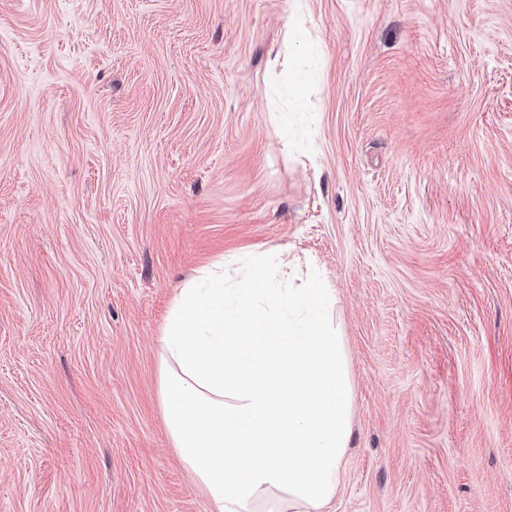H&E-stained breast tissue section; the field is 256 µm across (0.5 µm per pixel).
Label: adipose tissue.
<instances>
[{
	"label": "adipose tissue",
	"instance_id": "adipose-tissue-1",
	"mask_svg": "<svg viewBox=\"0 0 512 512\" xmlns=\"http://www.w3.org/2000/svg\"><path fill=\"white\" fill-rule=\"evenodd\" d=\"M318 277L280 288L265 260L218 261L181 289L161 336L173 445L212 512H327L350 440L351 386Z\"/></svg>",
	"mask_w": 512,
	"mask_h": 512
}]
</instances>
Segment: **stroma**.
<instances>
[{
    "label": "stroma",
    "mask_w": 512,
    "mask_h": 512,
    "mask_svg": "<svg viewBox=\"0 0 512 512\" xmlns=\"http://www.w3.org/2000/svg\"><path fill=\"white\" fill-rule=\"evenodd\" d=\"M292 2L0 0V512H210L160 338L257 255L335 291L333 512H512V0Z\"/></svg>",
    "instance_id": "stroma-1"
}]
</instances>
